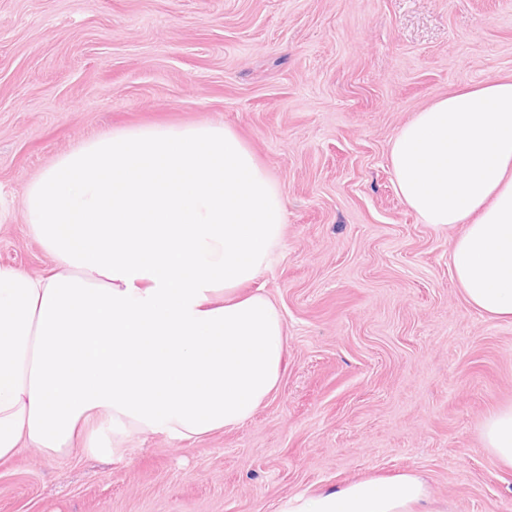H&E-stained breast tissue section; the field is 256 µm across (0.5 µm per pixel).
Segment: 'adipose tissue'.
Listing matches in <instances>:
<instances>
[{
    "instance_id": "obj_1",
    "label": "adipose tissue",
    "mask_w": 512,
    "mask_h": 512,
    "mask_svg": "<svg viewBox=\"0 0 512 512\" xmlns=\"http://www.w3.org/2000/svg\"><path fill=\"white\" fill-rule=\"evenodd\" d=\"M402 201L463 225L450 264L467 302L512 319V79L438 98L392 138ZM24 221L54 260L0 268V459L70 456L87 427L187 441L237 428L285 370L282 314L249 291L282 246L278 184L226 126L117 129L32 180ZM512 468V404L484 421ZM420 474L349 482L276 512H419Z\"/></svg>"
}]
</instances>
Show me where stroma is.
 Wrapping results in <instances>:
<instances>
[{"mask_svg":"<svg viewBox=\"0 0 512 512\" xmlns=\"http://www.w3.org/2000/svg\"><path fill=\"white\" fill-rule=\"evenodd\" d=\"M491 77L512 78V0H0V267L52 266L24 193L60 155L116 128L223 124L285 200L257 285L288 341L243 425L178 441L97 419L74 456L0 461V512H276L404 472L441 512H512V469L481 437L512 403V321L466 301L460 227L421 223L388 162L417 112Z\"/></svg>","mask_w":512,"mask_h":512,"instance_id":"stroma-1","label":"stroma"}]
</instances>
